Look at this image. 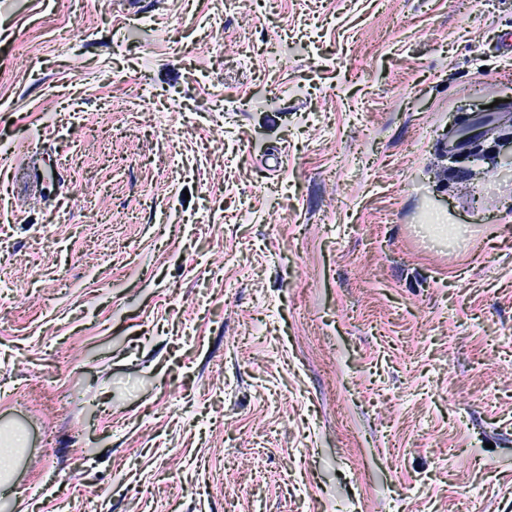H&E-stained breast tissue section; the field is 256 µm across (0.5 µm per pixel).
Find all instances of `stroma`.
<instances>
[{"label":"stroma","instance_id":"35a3bbf8","mask_svg":"<svg viewBox=\"0 0 512 512\" xmlns=\"http://www.w3.org/2000/svg\"><path fill=\"white\" fill-rule=\"evenodd\" d=\"M507 32L0 0V512H512V150L447 158Z\"/></svg>","mask_w":512,"mask_h":512}]
</instances>
